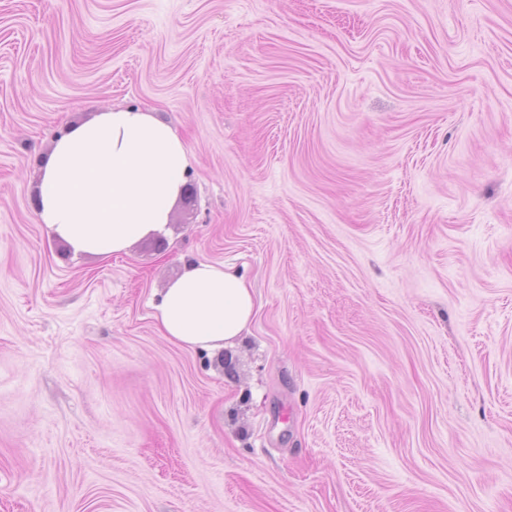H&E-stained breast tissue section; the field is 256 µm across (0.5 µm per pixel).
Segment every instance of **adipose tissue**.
<instances>
[{
  "label": "adipose tissue",
  "instance_id": "adipose-tissue-1",
  "mask_svg": "<svg viewBox=\"0 0 512 512\" xmlns=\"http://www.w3.org/2000/svg\"><path fill=\"white\" fill-rule=\"evenodd\" d=\"M190 166L174 128L138 108L68 126L42 161L41 224L74 252L109 257L163 234ZM254 295L243 276L204 261L185 265L156 307L164 336L215 351L248 329Z\"/></svg>",
  "mask_w": 512,
  "mask_h": 512
}]
</instances>
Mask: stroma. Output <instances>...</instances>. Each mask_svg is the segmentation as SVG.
I'll list each match as a JSON object with an SVG mask.
<instances>
[{
  "label": "stroma",
  "instance_id": "1",
  "mask_svg": "<svg viewBox=\"0 0 512 512\" xmlns=\"http://www.w3.org/2000/svg\"><path fill=\"white\" fill-rule=\"evenodd\" d=\"M119 107L193 196L77 255L36 160ZM191 258L256 292L218 352ZM0 512H512V0H0ZM156 308L163 335L184 346L215 351L248 329L255 311L243 276L204 261L189 262Z\"/></svg>",
  "mask_w": 512,
  "mask_h": 512
}]
</instances>
